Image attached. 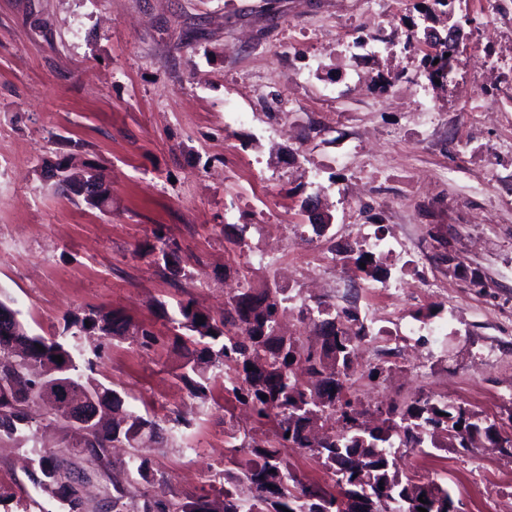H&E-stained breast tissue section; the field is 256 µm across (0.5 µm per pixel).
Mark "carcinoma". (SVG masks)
I'll return each mask as SVG.
<instances>
[{
  "label": "carcinoma",
  "mask_w": 512,
  "mask_h": 512,
  "mask_svg": "<svg viewBox=\"0 0 512 512\" xmlns=\"http://www.w3.org/2000/svg\"><path fill=\"white\" fill-rule=\"evenodd\" d=\"M456 47L443 43L433 46L421 60L433 79L448 73L447 55ZM103 183V170L86 166L61 173L57 186L64 194L77 191L76 183ZM162 273L172 279L182 268L161 241ZM374 278L380 270V257L362 252L355 265ZM288 295L282 288H254L244 278L228 300L224 315L214 318L195 309L191 302H180L178 327L191 332L194 348L187 350L182 380L195 398L206 400L211 393L214 369H229L224 391L250 408L257 421L271 424L273 439L258 444L243 433L240 444L224 456L223 490L212 498L206 494L179 497L164 480L150 475L145 461L132 454L119 466L112 479V512H125L126 499L138 497V512H340L336 494L364 504L350 512H372L368 505L387 501L393 512H448L458 507L452 492L435 480H422L402 474L396 467L403 448H471L477 438L490 446L501 440L503 425L496 419L448 400L419 395L381 411L380 423L366 427L347 398L345 380L352 368L357 346L367 338L366 327L356 308L340 310L317 300L300 309V317L311 321L319 342L304 344L297 338L278 334V314L285 309ZM205 320H199L200 316ZM64 331L71 336L96 333L109 339L131 334L148 341L154 333L131 329V323L110 311L91 310L83 316L68 315ZM61 356L57 362L55 356ZM80 368L74 349L55 338L31 333L22 320L0 326V439L27 441L33 437L30 404L45 382L68 379L73 392L89 394L90 413L82 427L79 453L105 467L111 464L108 449L122 443L133 446L147 432H162L160 424L125 407L120 392L96 381ZM340 414L337 433L318 434L326 415ZM289 448H307L333 476V483L303 478L288 460ZM248 451L250 458L239 453ZM65 451H46L32 459L38 473L34 483L53 497L67 501L64 512H87L83 481L63 475ZM242 482L254 490L247 501L235 497L231 487ZM427 500L423 504L418 498Z\"/></svg>",
  "instance_id": "obj_1"
}]
</instances>
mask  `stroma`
<instances>
[{"label": "stroma", "instance_id": "stroma-1", "mask_svg": "<svg viewBox=\"0 0 512 512\" xmlns=\"http://www.w3.org/2000/svg\"><path fill=\"white\" fill-rule=\"evenodd\" d=\"M419 0H0V289L37 334L103 308L151 329L75 336L94 378L166 422L138 454L179 496L220 485L228 431L271 439L248 408L207 401L180 378L178 302L218 316L240 278L290 297L356 306L368 337L346 390L367 420L418 393L512 417V20L495 0H455L466 37L456 84L420 64ZM376 51L354 56L358 33ZM427 109H418L415 90ZM68 157L104 171L107 211L57 194ZM329 215L313 231L303 201ZM493 288L477 294L438 264L432 231ZM386 238L388 277H364L342 249ZM174 243L186 277L154 262ZM381 368L368 379L372 368ZM37 434L0 441V485L28 512H59L32 481L40 449H69L89 512H112V471L76 453L65 420L33 406ZM183 424H174V416ZM408 475L448 484L462 512L512 501V456L487 445L407 448Z\"/></svg>", "mask_w": 512, "mask_h": 512}]
</instances>
